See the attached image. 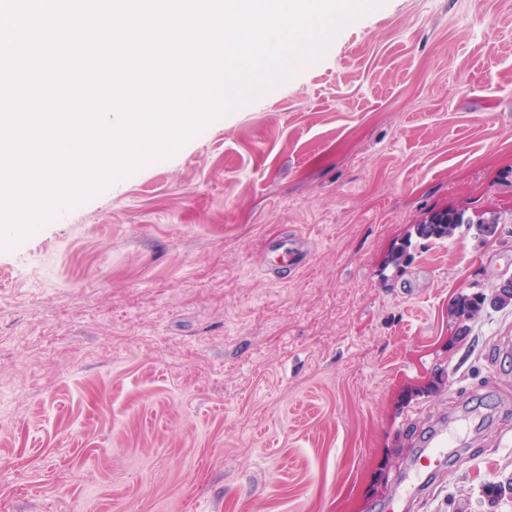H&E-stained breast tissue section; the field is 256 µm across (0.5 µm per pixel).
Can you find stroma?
<instances>
[{
	"instance_id": "stroma-1",
	"label": "stroma",
	"mask_w": 512,
	"mask_h": 512,
	"mask_svg": "<svg viewBox=\"0 0 512 512\" xmlns=\"http://www.w3.org/2000/svg\"><path fill=\"white\" fill-rule=\"evenodd\" d=\"M494 236L416 238L427 213ZM302 239L287 282L268 243ZM409 244L402 266L393 250ZM512 0H384L168 157L0 247V512H512ZM483 293H475L472 295H462L454 302V315L464 323L462 328L466 329V322L475 318V316L483 310L486 303L481 299ZM412 462L413 476L405 488L406 496L410 497L420 491L426 479L441 470L447 458L448 425L446 422L436 426L420 442Z\"/></svg>"
}]
</instances>
